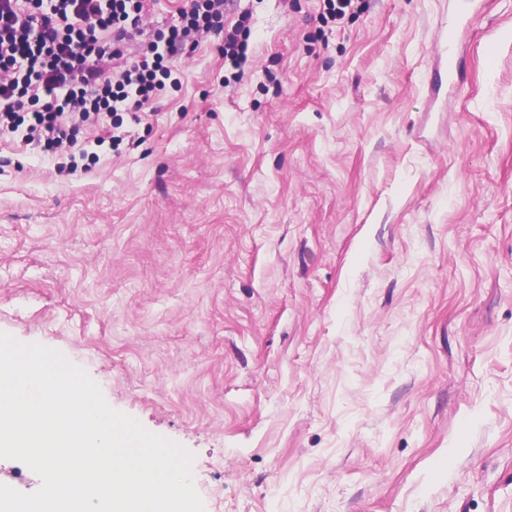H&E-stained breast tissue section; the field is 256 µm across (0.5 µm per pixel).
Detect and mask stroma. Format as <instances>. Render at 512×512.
<instances>
[{"label":"stroma","instance_id":"35a3bbf8","mask_svg":"<svg viewBox=\"0 0 512 512\" xmlns=\"http://www.w3.org/2000/svg\"><path fill=\"white\" fill-rule=\"evenodd\" d=\"M235 0L95 160L0 133V332L205 512H512V0Z\"/></svg>","mask_w":512,"mask_h":512}]
</instances>
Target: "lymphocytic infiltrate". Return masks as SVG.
Returning <instances> with one entry per match:
<instances>
[{"instance_id":"lymphocytic-infiltrate-1","label":"lymphocytic infiltrate","mask_w":512,"mask_h":512,"mask_svg":"<svg viewBox=\"0 0 512 512\" xmlns=\"http://www.w3.org/2000/svg\"><path fill=\"white\" fill-rule=\"evenodd\" d=\"M232 0H182L178 20L122 50L138 30L143 0H0V130L24 131L43 151H71L80 130H113L166 87L173 61L208 34L224 37V58L246 57L247 19L225 26Z\"/></svg>"}]
</instances>
